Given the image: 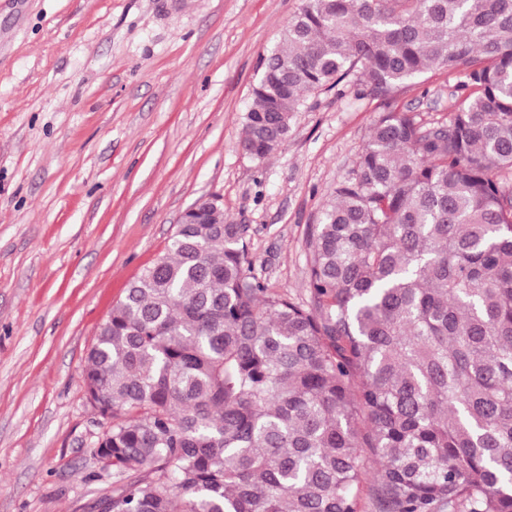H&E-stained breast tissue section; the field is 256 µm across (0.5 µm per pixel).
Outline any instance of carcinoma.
<instances>
[{
    "label": "carcinoma",
    "mask_w": 512,
    "mask_h": 512,
    "mask_svg": "<svg viewBox=\"0 0 512 512\" xmlns=\"http://www.w3.org/2000/svg\"><path fill=\"white\" fill-rule=\"evenodd\" d=\"M435 68L470 93L445 126L379 113L306 238L309 302L202 206L126 288L82 373L101 512H360L371 471L382 512H512V0H302L240 147L269 156L310 93Z\"/></svg>",
    "instance_id": "1"
}]
</instances>
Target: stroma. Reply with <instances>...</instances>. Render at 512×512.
Masks as SVG:
<instances>
[{
  "label": "stroma",
  "instance_id": "stroma-1",
  "mask_svg": "<svg viewBox=\"0 0 512 512\" xmlns=\"http://www.w3.org/2000/svg\"><path fill=\"white\" fill-rule=\"evenodd\" d=\"M302 0H0V512H98L115 489L82 372L99 324L217 196L272 291L305 301L309 229L376 116L448 121L456 74L387 100L344 81L287 139L239 146L260 59Z\"/></svg>",
  "mask_w": 512,
  "mask_h": 512
}]
</instances>
